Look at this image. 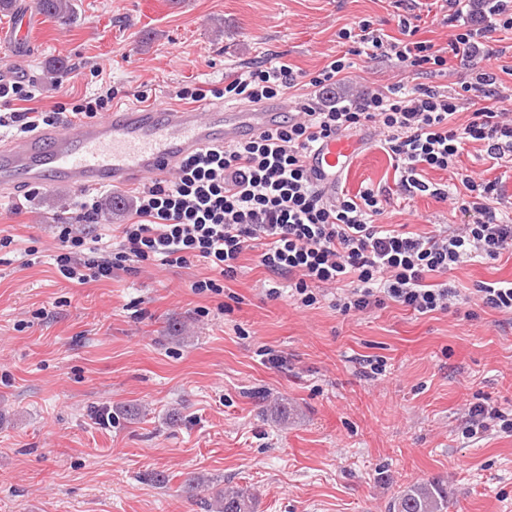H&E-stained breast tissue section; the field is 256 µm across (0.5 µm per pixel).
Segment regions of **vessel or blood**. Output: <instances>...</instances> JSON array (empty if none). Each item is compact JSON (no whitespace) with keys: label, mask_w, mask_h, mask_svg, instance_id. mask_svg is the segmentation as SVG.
I'll use <instances>...</instances> for the list:
<instances>
[{"label":"vessel or blood","mask_w":512,"mask_h":512,"mask_svg":"<svg viewBox=\"0 0 512 512\" xmlns=\"http://www.w3.org/2000/svg\"><path fill=\"white\" fill-rule=\"evenodd\" d=\"M286 109L281 102L204 113L172 105L129 106L73 129L43 130L0 149V189L59 182L119 188L149 174L172 172L181 158L200 148L228 146L272 128ZM358 147L357 140L333 137L309 154L307 163L321 187L335 188Z\"/></svg>","instance_id":"b4317fda"}]
</instances>
